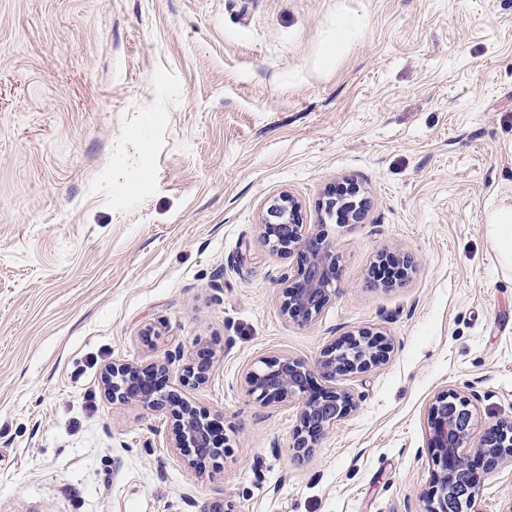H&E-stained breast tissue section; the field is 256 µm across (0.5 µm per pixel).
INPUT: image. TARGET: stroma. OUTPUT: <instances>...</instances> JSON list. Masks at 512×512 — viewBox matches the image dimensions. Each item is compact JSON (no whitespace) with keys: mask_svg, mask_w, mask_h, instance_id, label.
Listing matches in <instances>:
<instances>
[{"mask_svg":"<svg viewBox=\"0 0 512 512\" xmlns=\"http://www.w3.org/2000/svg\"><path fill=\"white\" fill-rule=\"evenodd\" d=\"M348 178L365 219L319 224ZM284 194L336 255L309 322L284 310L297 255L262 236ZM505 197L512 0H0V512H424L435 398L468 396L478 435L512 419L484 224ZM365 330L384 363L313 375L356 406L298 452L300 401L262 404L247 370ZM115 363L163 366L174 404L112 400ZM183 402L223 455L174 448ZM478 509L512 512V465Z\"/></svg>","mask_w":512,"mask_h":512,"instance_id":"obj_1","label":"stroma"}]
</instances>
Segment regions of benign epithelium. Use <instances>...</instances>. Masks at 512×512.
Here are the masks:
<instances>
[{
  "label": "benign epithelium",
  "mask_w": 512,
  "mask_h": 512,
  "mask_svg": "<svg viewBox=\"0 0 512 512\" xmlns=\"http://www.w3.org/2000/svg\"><path fill=\"white\" fill-rule=\"evenodd\" d=\"M360 196V186L349 183L347 201L329 200L324 207L325 217L331 219L345 208L349 210V220L360 222L365 217ZM295 211L296 204L289 196L271 203L262 215L263 238L266 244L282 253L297 251L301 254L294 286L287 290L286 306L291 315L311 320L336 296V257L321 234L308 232L304 225L295 223ZM386 354L384 333L362 332L345 346L335 345L324 350L316 367L328 377L344 371L364 372ZM311 375L308 364L285 355L265 358L260 366L246 374L252 393L265 404L303 399L300 435L297 436L299 448L309 447L308 438L321 434L348 416L355 407L352 394L341 387L327 391L319 398L306 397ZM105 381L115 399L139 402L152 408L164 405L168 399L159 389H145L146 374L128 363L112 365L106 372ZM430 415L429 447L434 449L433 462L439 472L435 475L425 512H478L481 488L478 472H473L471 486L457 495L451 493L448 486L463 450L470 445L475 422L471 400L456 392L439 396L430 407ZM206 423V412L183 406L177 414L174 447L206 448V456L220 455L222 449L208 442ZM475 448L489 469L504 462L512 463V421H500L487 428Z\"/></svg>",
  "instance_id": "7a95c632"
}]
</instances>
